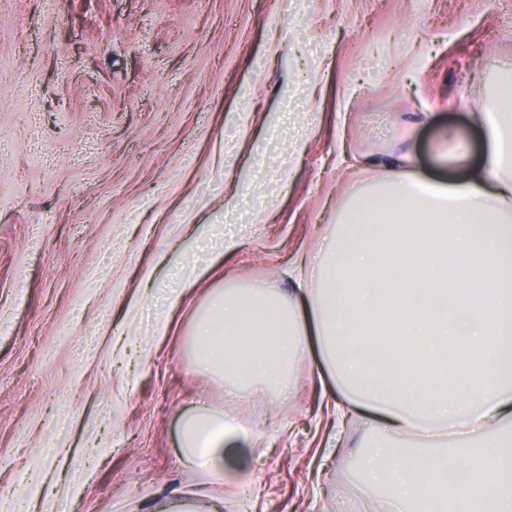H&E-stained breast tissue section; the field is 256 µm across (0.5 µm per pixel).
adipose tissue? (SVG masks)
<instances>
[{
  "label": "adipose tissue",
  "mask_w": 512,
  "mask_h": 512,
  "mask_svg": "<svg viewBox=\"0 0 512 512\" xmlns=\"http://www.w3.org/2000/svg\"><path fill=\"white\" fill-rule=\"evenodd\" d=\"M470 115L487 148L476 162L461 144L446 150L459 181L422 180L409 156L397 158L383 191L347 216L384 225L383 238L345 235L301 257L293 303L275 290L215 289L192 329L190 369L224 373L233 398L246 387L287 395L295 362L317 346L376 441L365 482L388 485L402 512H512V64ZM462 254L486 278L458 265ZM204 272L174 267L154 341L169 336L172 312ZM418 281L427 290L415 296ZM366 338L390 351V364L366 355ZM414 432L418 447H397ZM451 434L468 441L447 450ZM252 443L233 410L201 405L182 419V455L194 468H249Z\"/></svg>",
  "instance_id": "1"
}]
</instances>
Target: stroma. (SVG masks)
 <instances>
[{
  "mask_svg": "<svg viewBox=\"0 0 512 512\" xmlns=\"http://www.w3.org/2000/svg\"><path fill=\"white\" fill-rule=\"evenodd\" d=\"M509 60L512 0H0V491L36 512H155L205 490L236 512L384 498L361 479L365 420L337 425L334 385L312 383L316 351L290 396L236 404L252 483L187 466L184 414L228 405L219 375L187 369L193 322L216 288L288 292V262L327 249L337 209L380 180L363 160L408 153L447 180L450 127L479 155L470 107ZM290 110L301 155L268 138ZM261 157L292 181L230 209ZM226 225L241 247L153 343L132 298Z\"/></svg>",
  "mask_w": 512,
  "mask_h": 512,
  "instance_id": "stroma-1",
  "label": "stroma"
}]
</instances>
